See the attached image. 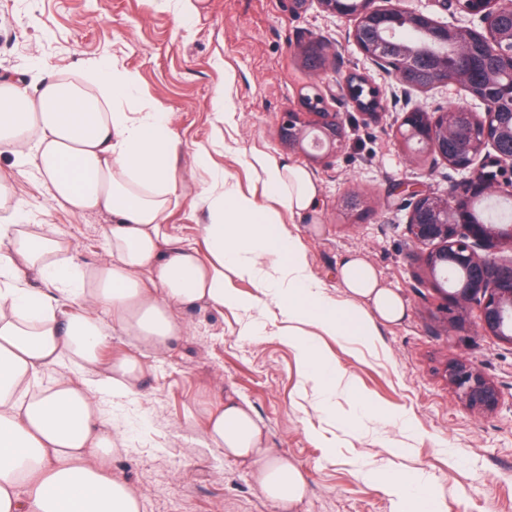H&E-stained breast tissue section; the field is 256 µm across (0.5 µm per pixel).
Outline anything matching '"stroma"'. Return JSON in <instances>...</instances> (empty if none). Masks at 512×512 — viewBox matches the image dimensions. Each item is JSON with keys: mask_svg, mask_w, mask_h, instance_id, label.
<instances>
[{"mask_svg": "<svg viewBox=\"0 0 512 512\" xmlns=\"http://www.w3.org/2000/svg\"><path fill=\"white\" fill-rule=\"evenodd\" d=\"M351 28L315 7L291 12L286 0H204L188 25L177 11L148 10L145 0H0V74H23L37 60L74 74L106 60L137 74L139 103L172 112L180 142L173 169L180 200L170 217L175 242L207 250L194 200L209 175L194 162L197 147H206L212 168L262 204V181L247 161L282 158L305 168L318 186L312 210L283 226L298 239L311 276L346 308L338 269L357 254L405 306L404 318L380 326L369 343L318 336L354 388L327 401L302 385L295 351L279 336L285 324L279 309L270 302L254 306L258 289L233 274L227 284L248 309L173 308L184 333L160 353L113 336L104 358L126 354L145 367L121 421L124 448L110 459L113 476L133 488L142 512H277L247 467L203 437L206 400L226 394L252 407L269 447L303 472L299 512H393L374 474L406 469L438 485L440 512H512V344L485 335L474 308L446 330L437 310L441 296L411 259L417 247L396 190L412 181L443 193L460 174L430 156L404 153L393 136L404 111L399 101L372 122L350 113L348 142L329 158L310 160L280 141L283 112L303 94L328 93L347 73H367L387 92L394 87L393 77L352 42ZM311 36L341 51V71L318 74L304 64L297 47ZM219 91L226 98L222 113L214 107ZM0 176L9 186L0 222L13 223L14 211H22L27 223L65 239L76 261L104 260L108 216L52 206L32 177L16 173L10 156L0 155ZM349 191L368 205L354 224L337 207ZM250 324L260 335H244ZM458 359L475 362L497 385V409L475 414L460 401L446 378Z\"/></svg>", "mask_w": 512, "mask_h": 512, "instance_id": "stroma-1", "label": "stroma"}]
</instances>
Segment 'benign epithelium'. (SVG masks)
Segmentation results:
<instances>
[{"label":"benign epithelium","instance_id":"obj_1","mask_svg":"<svg viewBox=\"0 0 512 512\" xmlns=\"http://www.w3.org/2000/svg\"><path fill=\"white\" fill-rule=\"evenodd\" d=\"M441 9L451 11L453 21L441 23L422 11L407 10L396 0H288L292 11L315 4L323 12L353 23L350 38L374 67L394 76L398 91L393 96L410 104L411 93L421 88L454 85L465 91L463 116L471 124V132H461L452 109L424 112L413 107L404 112L394 137L403 150L412 153L416 143L421 150L448 167L465 174L458 183L448 186L444 194L427 191L416 183L404 182L398 191L407 209L405 229L412 242L422 247L416 260L432 275L447 274L452 268L464 272L459 288L444 292L445 304L440 308L443 320L460 323L470 303L480 309L485 334L512 343V258L498 255L512 253V224H478L465 217V205L486 196H512V151L500 149L501 140L512 137V112H502L497 90L502 72L512 74V28L504 31L500 20L512 18V0H482L478 8H469L465 0H435ZM405 22L424 33L433 46L458 48V57L468 59L472 69L487 63L494 70L485 79H473L465 70L448 73V61L442 56H424L408 50L398 58H389L379 45L360 37L361 30L377 36L391 26ZM307 57L319 61L318 68L339 69L341 60L336 51L320 37H312L299 46ZM431 65L433 79L421 87L411 80L416 67ZM378 88L365 73H353L345 79L343 98L367 120H377L385 110L384 101L375 100L367 108L355 97L354 84ZM336 94L317 93L314 100L303 95L298 109L282 113L280 139L288 147L303 148L309 140L317 152L313 160L323 158L319 150L336 153L346 144V114L330 111L327 99ZM340 210L351 220L362 218L365 200L356 192L339 199ZM448 383L452 385L474 413L495 409L501 400L499 388L481 368L468 361L456 360L448 366Z\"/></svg>","mask_w":512,"mask_h":512}]
</instances>
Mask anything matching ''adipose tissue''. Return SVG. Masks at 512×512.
<instances>
[{"instance_id":"adipose-tissue-1","label":"adipose tissue","mask_w":512,"mask_h":512,"mask_svg":"<svg viewBox=\"0 0 512 512\" xmlns=\"http://www.w3.org/2000/svg\"><path fill=\"white\" fill-rule=\"evenodd\" d=\"M137 91L135 73L106 62L83 66L71 80L0 74V154L12 155L19 175L36 172L51 204L110 218L102 227L106 258L93 265L69 258V243L35 225H0V512H141L138 497L105 466L117 435L102 398L136 397L144 371L136 360L102 354L116 332L165 350L184 332L175 306L242 308L226 272L254 280L278 304L288 323L281 337L325 398L339 379L312 330L367 339L377 324L405 314L400 295L357 255L340 265L350 307L337 314L281 227L282 215L313 207L317 186L307 170L282 160H251L269 207L210 171L195 197L207 215L209 253L174 244L172 114L158 104L129 111ZM58 367L65 375L41 384ZM205 435L225 457L247 464L255 488L280 512L302 503L301 469L269 448L250 405L230 395L213 399ZM379 480L394 512H434L440 494L419 474Z\"/></svg>"}]
</instances>
